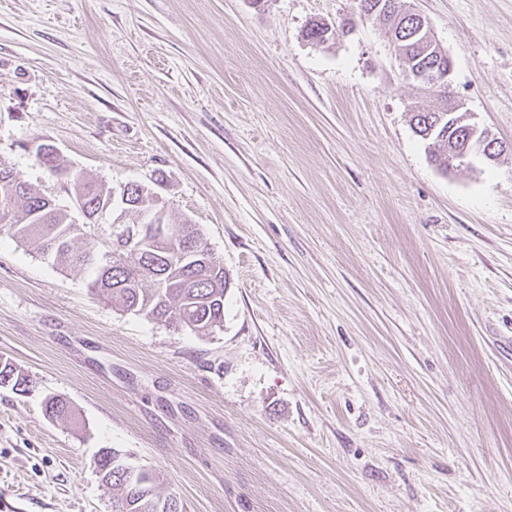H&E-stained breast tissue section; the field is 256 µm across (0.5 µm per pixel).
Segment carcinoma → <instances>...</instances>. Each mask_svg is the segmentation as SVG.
Returning a JSON list of instances; mask_svg holds the SVG:
<instances>
[{"label": "carcinoma", "mask_w": 512, "mask_h": 512, "mask_svg": "<svg viewBox=\"0 0 512 512\" xmlns=\"http://www.w3.org/2000/svg\"><path fill=\"white\" fill-rule=\"evenodd\" d=\"M363 17L373 18L391 30L398 18L395 11L368 15L373 0H359ZM405 40L400 42L409 69L422 70L433 64L428 43L432 36L417 33L414 21L402 27ZM411 123L415 133L432 145L431 158L443 166L446 144L441 134L448 129V113L417 110ZM40 163L53 175L63 172V179L80 185V199L87 224H75L70 211L59 207L55 199L32 189L14 168L0 162V206L11 205L12 218L0 228L33 249L52 265L70 271H89L88 288L126 312L177 324L197 336H208L224 322V293L228 278L224 266L214 255L200 256L191 265L183 260L177 244H158L142 236L131 241L114 235L110 248L100 250L87 236L86 227L112 211V198L105 185L87 179L51 160ZM32 380L11 362L0 360V387L18 392L29 390ZM45 413L51 418H68L72 409L65 399L53 396L45 401ZM112 485V512H181L177 499L161 491L160 476L152 471L126 476L129 464L119 451L105 448L95 459Z\"/></svg>", "instance_id": "1"}]
</instances>
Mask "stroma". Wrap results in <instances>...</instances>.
<instances>
[{"label": "stroma", "mask_w": 512, "mask_h": 512, "mask_svg": "<svg viewBox=\"0 0 512 512\" xmlns=\"http://www.w3.org/2000/svg\"><path fill=\"white\" fill-rule=\"evenodd\" d=\"M406 2L496 162L431 161L379 24L306 38L354 0H0V161L141 184L229 280L199 337L0 231V512H112L104 448L183 512H512V0ZM32 380L28 375L17 369L8 360H0V387H11L12 390L25 393L29 390Z\"/></svg>", "instance_id": "obj_1"}]
</instances>
